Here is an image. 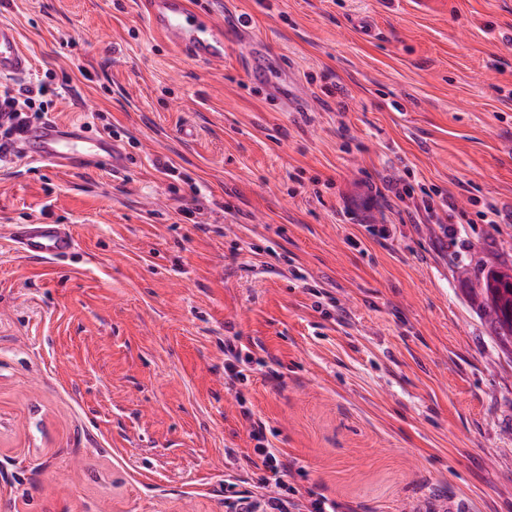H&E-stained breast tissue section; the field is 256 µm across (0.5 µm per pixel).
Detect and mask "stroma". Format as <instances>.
Wrapping results in <instances>:
<instances>
[{
	"label": "stroma",
	"instance_id": "stroma-1",
	"mask_svg": "<svg viewBox=\"0 0 512 512\" xmlns=\"http://www.w3.org/2000/svg\"><path fill=\"white\" fill-rule=\"evenodd\" d=\"M192 2L241 22L223 64L142 0H0L81 93L54 120L128 159L0 167V512H228L254 420L345 512H512V346L480 295L512 274V219L480 217L512 206V0ZM56 221L71 263L15 252ZM235 341H238V336H228L224 339V372L232 382L247 380L243 373L244 369H240L242 360Z\"/></svg>",
	"mask_w": 512,
	"mask_h": 512
}]
</instances>
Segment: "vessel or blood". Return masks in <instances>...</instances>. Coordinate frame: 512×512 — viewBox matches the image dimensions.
Masks as SVG:
<instances>
[{
	"mask_svg": "<svg viewBox=\"0 0 512 512\" xmlns=\"http://www.w3.org/2000/svg\"><path fill=\"white\" fill-rule=\"evenodd\" d=\"M149 26L162 33L175 49L205 64L223 63L224 37L236 22L201 20L190 0H147ZM30 66L14 27L0 22V77L23 74ZM24 158L68 170L102 165L123 171L126 157L112 139L89 135L85 128L49 120L24 130L19 139ZM10 235L19 254L28 260L66 262L79 250V241L67 224H15Z\"/></svg>",
	"mask_w": 512,
	"mask_h": 512,
	"instance_id": "vessel-or-blood-1",
	"label": "vessel or blood"
}]
</instances>
